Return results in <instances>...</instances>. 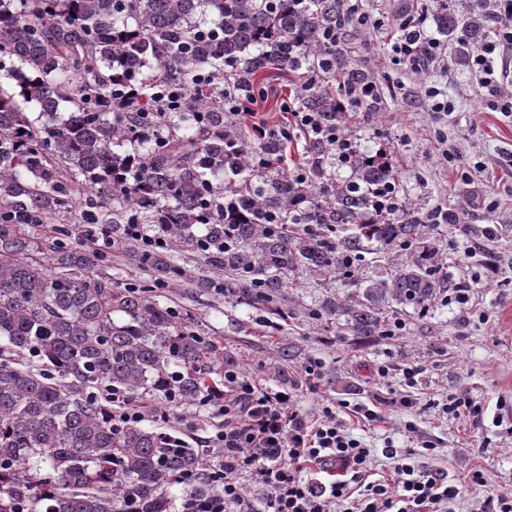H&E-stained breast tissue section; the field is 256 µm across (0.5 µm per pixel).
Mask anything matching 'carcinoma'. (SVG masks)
Returning <instances> with one entry per match:
<instances>
[{"label":"carcinoma","instance_id":"carcinoma-1","mask_svg":"<svg viewBox=\"0 0 512 512\" xmlns=\"http://www.w3.org/2000/svg\"><path fill=\"white\" fill-rule=\"evenodd\" d=\"M486 14L450 5L437 32L461 55L483 38ZM356 31L343 0H0V512H173L205 504L224 470L154 425L112 426L117 389L165 414L224 397L232 352L200 333L156 289L180 278L177 257L224 272V296L288 322L285 289L336 273L354 291L311 316L328 336L370 339L391 304L426 315L445 288L430 231L443 218L409 203L398 222L366 219L368 189L387 164L357 153L337 182L309 142L306 178L253 179L254 159L280 160L284 142L254 148L224 112V75L252 89L273 66L312 60L299 108L342 129L370 80L332 45ZM191 95L150 132L155 84ZM122 85L137 107L112 106ZM156 224L165 245L128 233ZM112 235L133 247L150 286L97 276L108 252L75 239ZM375 247L407 252L383 279L355 275ZM284 385L297 351L277 353Z\"/></svg>","mask_w":512,"mask_h":512}]
</instances>
